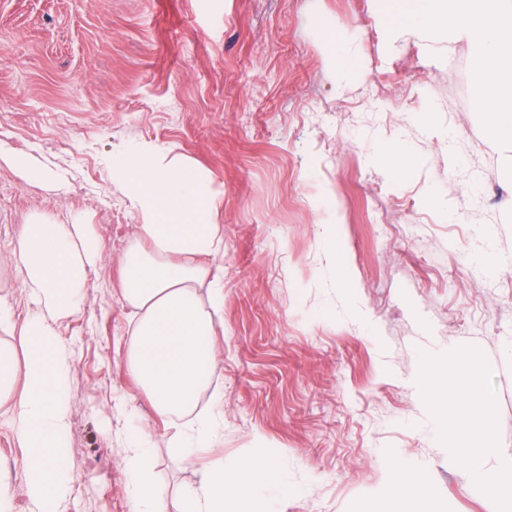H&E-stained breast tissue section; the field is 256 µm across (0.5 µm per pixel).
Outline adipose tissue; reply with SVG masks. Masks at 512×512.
<instances>
[{
  "instance_id": "obj_1",
  "label": "adipose tissue",
  "mask_w": 512,
  "mask_h": 512,
  "mask_svg": "<svg viewBox=\"0 0 512 512\" xmlns=\"http://www.w3.org/2000/svg\"><path fill=\"white\" fill-rule=\"evenodd\" d=\"M400 26L439 33L470 47L476 76L471 97L496 141L512 146V0H387ZM113 180L138 207L142 222L123 260L121 288L136 310L127 347V367L150 399L155 414L174 428L179 461L211 447L224 420V395L213 389L224 348V290L212 260L224 249V227L216 221L217 196L211 176L181 156L130 150L112 163ZM102 244L85 224L40 216L20 225L13 259L21 284L39 311L16 323L0 300V330L16 344L0 346V398L11 397L10 424L25 452L36 512H47L61 495L67 471L68 415L64 400L67 358L54 323L81 308L86 274ZM206 296H199V286ZM463 366L442 357L420 361L416 382L433 412L437 437L451 458L463 460L482 493L512 505V458L493 472L485 421L494 399L474 390L470 403L452 400ZM207 407H200L202 393ZM128 459L134 512H266L262 491L287 494L288 482L267 457L206 467L198 486L170 508L155 484L149 432L131 434ZM381 512H418L428 495L424 473L402 463L387 464Z\"/></svg>"
}]
</instances>
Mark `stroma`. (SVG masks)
<instances>
[{"label":"stroma","instance_id":"stroma-1","mask_svg":"<svg viewBox=\"0 0 512 512\" xmlns=\"http://www.w3.org/2000/svg\"><path fill=\"white\" fill-rule=\"evenodd\" d=\"M328 28L357 48L356 71H336ZM468 56L393 26L382 0H0V147L62 178L0 158V299L19 321L35 310L12 261L29 216L82 218L103 244L80 311L56 324L70 421L57 512H132L139 422L172 505L204 466L263 452L296 488L274 512H378L389 459L426 474L429 512H502L441 448L415 376L423 357L464 361L459 399L495 398L489 467L512 456V175L457 85ZM392 139L419 161L408 176L375 158ZM136 145L189 158L221 201L224 430L191 464L125 365L135 310L119 276L141 214L112 159ZM0 482L12 512H32L5 413Z\"/></svg>","mask_w":512,"mask_h":512}]
</instances>
